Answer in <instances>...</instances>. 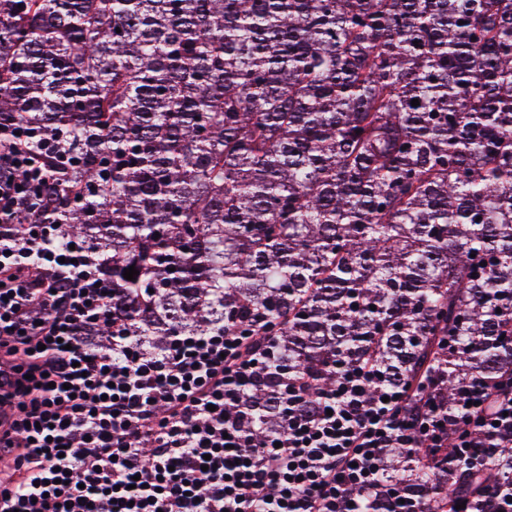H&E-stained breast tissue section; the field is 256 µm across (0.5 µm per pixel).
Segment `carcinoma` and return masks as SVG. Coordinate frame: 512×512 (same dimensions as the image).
Here are the masks:
<instances>
[{"label":"carcinoma","instance_id":"cac0c4a2","mask_svg":"<svg viewBox=\"0 0 512 512\" xmlns=\"http://www.w3.org/2000/svg\"><path fill=\"white\" fill-rule=\"evenodd\" d=\"M13 120L68 134L57 212L147 347L220 323L448 403L512 365V0H0ZM448 469L392 476L440 512Z\"/></svg>","mask_w":512,"mask_h":512}]
</instances>
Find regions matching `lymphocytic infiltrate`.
<instances>
[{"mask_svg": "<svg viewBox=\"0 0 512 512\" xmlns=\"http://www.w3.org/2000/svg\"><path fill=\"white\" fill-rule=\"evenodd\" d=\"M62 132L0 123V512H430L389 480L399 451L512 464V387L474 377L452 405L389 385L373 364L330 361L327 389L288 372L273 336L213 327L159 350L115 330L100 252L57 225ZM277 366L275 427L248 398ZM464 508L512 512V478Z\"/></svg>", "mask_w": 512, "mask_h": 512, "instance_id": "lymphocytic-infiltrate-1", "label": "lymphocytic infiltrate"}]
</instances>
